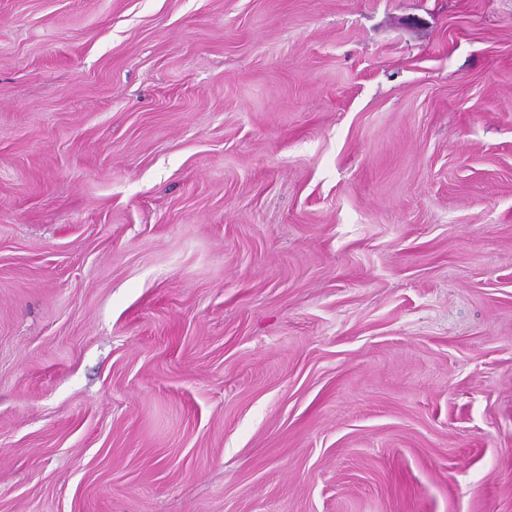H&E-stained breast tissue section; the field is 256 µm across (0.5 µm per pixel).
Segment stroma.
Instances as JSON below:
<instances>
[{
	"label": "stroma",
	"instance_id": "stroma-1",
	"mask_svg": "<svg viewBox=\"0 0 512 512\" xmlns=\"http://www.w3.org/2000/svg\"><path fill=\"white\" fill-rule=\"evenodd\" d=\"M0 512H512V0H0Z\"/></svg>",
	"mask_w": 512,
	"mask_h": 512
}]
</instances>
